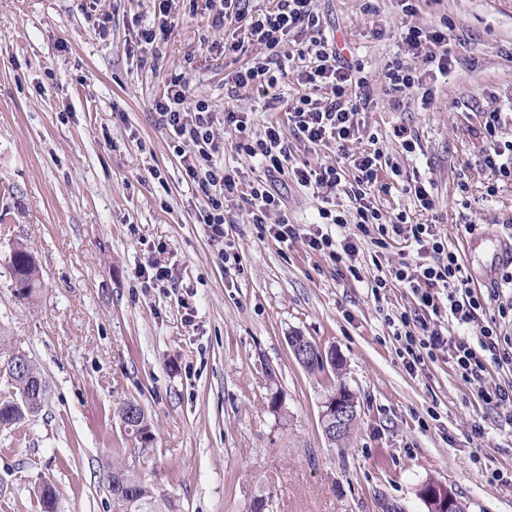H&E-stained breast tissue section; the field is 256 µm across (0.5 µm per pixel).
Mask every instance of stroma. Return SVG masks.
I'll list each match as a JSON object with an SVG mask.
<instances>
[{
  "label": "stroma",
  "mask_w": 512,
  "mask_h": 512,
  "mask_svg": "<svg viewBox=\"0 0 512 512\" xmlns=\"http://www.w3.org/2000/svg\"><path fill=\"white\" fill-rule=\"evenodd\" d=\"M317 5L369 87L348 151L374 145L389 160L384 217L437 225L456 251L469 222L504 238L512 182H494L474 131L494 110L499 140H512V0H419L411 16L398 0ZM154 12V0H0V347L27 352L48 387L34 420L0 430V512H41L46 482L55 512H114L112 460L136 466L174 512H246L257 494L277 512H429L431 480L466 512H512V403L483 405L448 358L407 371L385 317L413 311L410 289L375 301L343 264L248 223L237 198L224 231L240 265H223L155 101L180 76L223 112L225 82L259 50L223 56V28L190 0H177L167 40L137 49ZM404 25L448 30L454 63L424 74L427 102L384 76L397 59L421 66L399 40ZM298 90L289 74L281 100L244 92L234 106L260 133L287 126L284 102ZM415 180L430 182L431 210L404 193ZM275 186L289 223L314 221L316 190L284 176ZM19 243L40 265L34 300L18 298L9 274ZM153 261L172 270L164 287L136 277ZM295 331L336 352L341 370L307 372L288 346ZM340 383L358 422L334 445L320 414ZM130 400L153 424L149 448L117 417ZM495 471L503 480L488 483Z\"/></svg>",
  "instance_id": "stroma-1"
}]
</instances>
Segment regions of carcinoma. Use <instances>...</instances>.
<instances>
[{
	"label": "carcinoma",
	"instance_id": "obj_1",
	"mask_svg": "<svg viewBox=\"0 0 512 512\" xmlns=\"http://www.w3.org/2000/svg\"><path fill=\"white\" fill-rule=\"evenodd\" d=\"M9 264L17 294L23 299L36 298L41 280L33 254L19 245L13 249ZM17 360L34 365L29 354L20 349L0 356V380L6 386L0 394V428L10 430L24 425L43 408L40 403L28 413L20 410L17 400L27 396L28 387L27 378L10 371V365ZM107 467V488L116 512H169L173 508L169 498L155 492L135 469L119 463H109Z\"/></svg>",
	"mask_w": 512,
	"mask_h": 512
}]
</instances>
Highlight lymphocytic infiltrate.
<instances>
[{"mask_svg": "<svg viewBox=\"0 0 512 512\" xmlns=\"http://www.w3.org/2000/svg\"><path fill=\"white\" fill-rule=\"evenodd\" d=\"M204 8L214 25L232 32L231 40L224 43L225 53L244 51L249 44L261 50L234 72L226 88L229 105L223 114H216L206 100L192 98L187 83L177 78L171 79L156 102L186 181L197 184L207 198L200 220L210 238L223 242L224 205L234 194H241L249 223L269 225L277 242L298 239L310 251L345 263L354 281H367L374 299H383L396 284L411 290L416 301L414 312H397L386 318L397 352L409 371H417L446 353L464 381L480 383L483 404L497 407L512 402V385L489 388L482 384L489 365L501 360V334L496 322L479 324L485 297L473 289L460 254L449 249L436 225L411 223L403 211L387 219L377 207L375 195L386 189L379 178L381 152L371 149L349 155L353 174L348 180L341 168L333 165L316 169L300 166L293 163L292 145L278 126H267L262 135H253L250 113L233 105L243 90L269 94L276 88L279 75L290 71L306 88L286 106L299 139L317 147L333 144L342 149L355 137L370 95L359 76V66L346 60L337 44L323 35L316 0H272L264 9L252 8L249 0H204ZM400 38L408 53L421 57L426 66L447 72L452 63L447 33L411 26ZM323 86L330 88V97L313 98L312 90ZM219 119L236 133V154L255 160L262 176L247 181L238 168L218 162L219 145L213 127ZM499 119L495 111L483 115L481 132L491 142L484 162L496 179L512 181V141H496ZM285 173L298 185L316 188L324 195L319 220L307 230L297 229L284 218L275 223L270 220L282 205L273 184ZM338 191L350 199L352 210L337 208L332 195ZM362 237L369 238L376 252L398 244L413 257L400 259L388 275L365 279L356 264ZM448 320L463 330L478 325L476 338L471 340L463 334L448 340L444 334Z\"/></svg>", "mask_w": 512, "mask_h": 512, "instance_id": "lymphocytic-infiltrate-1", "label": "lymphocytic infiltrate"}]
</instances>
